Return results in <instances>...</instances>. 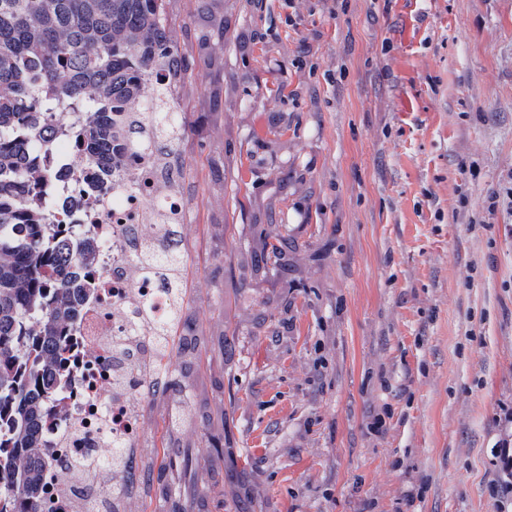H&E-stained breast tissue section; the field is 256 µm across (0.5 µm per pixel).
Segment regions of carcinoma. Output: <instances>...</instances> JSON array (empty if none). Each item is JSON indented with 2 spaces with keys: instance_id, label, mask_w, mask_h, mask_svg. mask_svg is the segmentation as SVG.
Segmentation results:
<instances>
[{
  "instance_id": "cac0c4a2",
  "label": "carcinoma",
  "mask_w": 512,
  "mask_h": 512,
  "mask_svg": "<svg viewBox=\"0 0 512 512\" xmlns=\"http://www.w3.org/2000/svg\"><path fill=\"white\" fill-rule=\"evenodd\" d=\"M165 0H0V512H53L44 500L55 464L41 427L69 377L70 336L97 245L82 224H56L45 184L60 172L44 164L51 129L72 133L82 154L112 170L121 156L160 166L155 220L141 225L127 260L129 276L160 280L186 297L187 250L168 199L180 193L187 167L175 94L185 70L171 45ZM186 308L154 318L136 305L133 335L151 336L154 374L179 345ZM104 468L126 471L116 441Z\"/></svg>"
}]
</instances>
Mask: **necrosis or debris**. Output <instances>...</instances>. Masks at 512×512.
Wrapping results in <instances>:
<instances>
[{
    "label": "necrosis or debris",
    "mask_w": 512,
    "mask_h": 512,
    "mask_svg": "<svg viewBox=\"0 0 512 512\" xmlns=\"http://www.w3.org/2000/svg\"><path fill=\"white\" fill-rule=\"evenodd\" d=\"M74 151L72 142L64 135H52L48 154L64 176L48 185L47 191L56 201L57 220L63 224L89 225L100 248L94 273L97 292L85 305L73 336L74 395L64 401L60 411L53 413L45 429L62 460L102 455L116 431L125 442L137 441V397L141 383L133 381L124 391L115 392L112 364L118 353L113 340L130 328L128 302L132 296L149 300L159 318L166 317L170 305L168 295L156 283H135L126 273L133 231L137 225L152 221L149 190L128 192L117 201L108 193L97 198L83 193L82 187L91 180L93 171L71 166Z\"/></svg>",
    "instance_id": "necrosis-or-debris-1"
}]
</instances>
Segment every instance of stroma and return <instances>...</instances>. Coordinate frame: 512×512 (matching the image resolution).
<instances>
[{"instance_id": "1", "label": "stroma", "mask_w": 512, "mask_h": 512, "mask_svg": "<svg viewBox=\"0 0 512 512\" xmlns=\"http://www.w3.org/2000/svg\"><path fill=\"white\" fill-rule=\"evenodd\" d=\"M165 11L200 341L144 399L129 507L502 512L512 0Z\"/></svg>"}]
</instances>
